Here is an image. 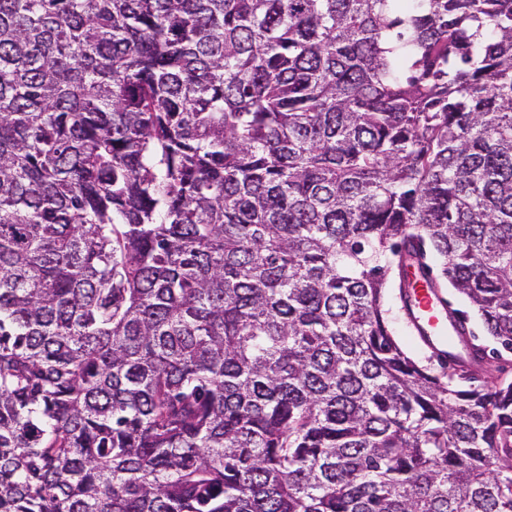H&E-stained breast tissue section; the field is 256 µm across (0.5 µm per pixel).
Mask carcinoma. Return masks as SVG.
Returning <instances> with one entry per match:
<instances>
[{"instance_id": "carcinoma-1", "label": "carcinoma", "mask_w": 512, "mask_h": 512, "mask_svg": "<svg viewBox=\"0 0 512 512\" xmlns=\"http://www.w3.org/2000/svg\"><path fill=\"white\" fill-rule=\"evenodd\" d=\"M512 0H0V512H512ZM431 277L424 274L417 264L407 268L405 294L407 305L405 314L414 334L426 344L434 354L448 353V332L458 336L461 332L459 316L455 308L468 316L469 327L476 336L475 343L485 346L489 352L493 348L502 350L491 337L487 336L482 322L468 300L449 284L444 293L431 286ZM452 305L449 304V301ZM387 304L391 309V316L393 318V328L395 336L404 345V347L411 353V355L425 364L428 358H431L430 350L427 349L410 331L407 327L404 315L401 311V303L398 298L397 288L389 290ZM432 359V358H431ZM432 363L437 367V362L432 359Z\"/></svg>"}]
</instances>
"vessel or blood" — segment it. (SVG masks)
<instances>
[{
    "label": "vessel or blood",
    "instance_id": "1",
    "mask_svg": "<svg viewBox=\"0 0 512 512\" xmlns=\"http://www.w3.org/2000/svg\"><path fill=\"white\" fill-rule=\"evenodd\" d=\"M405 294V314L414 334L433 353L447 352L448 338L460 334L461 323L445 294L416 266L407 270Z\"/></svg>",
    "mask_w": 512,
    "mask_h": 512
}]
</instances>
